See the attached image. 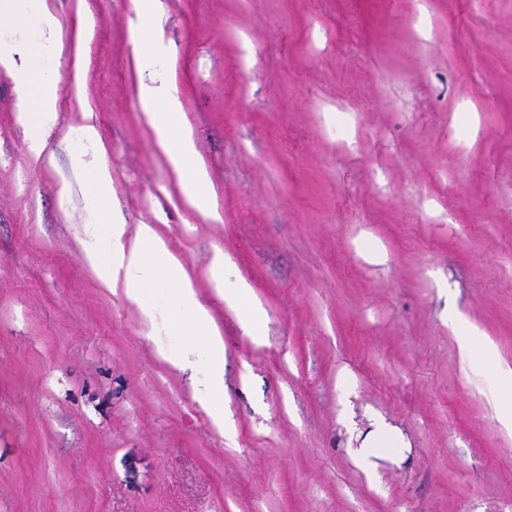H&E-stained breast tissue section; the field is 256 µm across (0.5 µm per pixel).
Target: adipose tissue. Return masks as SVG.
I'll return each instance as SVG.
<instances>
[{
  "instance_id": "obj_1",
  "label": "adipose tissue",
  "mask_w": 512,
  "mask_h": 512,
  "mask_svg": "<svg viewBox=\"0 0 512 512\" xmlns=\"http://www.w3.org/2000/svg\"><path fill=\"white\" fill-rule=\"evenodd\" d=\"M0 68L10 72L23 90L21 108L33 144H40L42 135L54 116V100L46 91V77L40 64L19 70L14 66L13 47L0 39ZM140 96L146 104L164 100L166 110L159 113V128L165 135L163 145L174 167L185 172V187L196 202H203L205 182L190 168L192 147L187 139L171 140L169 132L179 124L180 115L173 97H161L158 88L143 86ZM125 229L120 224H98L83 243L84 256L104 284H111L117 274H124L128 291L137 300L149 321L163 320L173 335L192 340L191 350L171 352L174 365L194 359L204 371L206 383L202 392L216 421L224 419V342L213 332L210 316L201 304L180 263L165 249L151 225L139 227L134 245L123 242ZM213 277L224 290L225 301L235 306L250 328H257L263 315L256 306L244 303L241 283L232 281L231 273L222 259L213 263ZM346 451L356 467L371 473L384 449L403 448L407 442L402 432L383 416L374 415L366 427L346 423Z\"/></svg>"
}]
</instances>
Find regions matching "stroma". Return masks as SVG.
I'll return each mask as SVG.
<instances>
[{
  "label": "stroma",
  "mask_w": 512,
  "mask_h": 512,
  "mask_svg": "<svg viewBox=\"0 0 512 512\" xmlns=\"http://www.w3.org/2000/svg\"><path fill=\"white\" fill-rule=\"evenodd\" d=\"M18 9L0 36L17 66L40 59L56 112L33 153L0 71V512H512V403L491 393L512 372V0ZM146 25L163 49L144 64ZM148 83L180 103L205 204ZM78 158L110 173L100 213ZM110 220L128 244L152 225L206 306L223 423L203 374L165 355L182 337L86 262L89 225ZM218 253L259 330L218 292ZM471 327L492 366L463 362ZM347 409L398 426L405 461L358 469ZM165 106L170 112H161L157 117L160 131L163 134L164 148L177 170L189 172V176L185 181L186 190L194 201L202 203L206 196L205 182L197 171L190 170L192 157L190 142L185 138L176 141H172L169 138L168 133L178 126L181 114L180 112H175L177 109L176 100L172 96H166Z\"/></svg>",
  "instance_id": "obj_1"
}]
</instances>
